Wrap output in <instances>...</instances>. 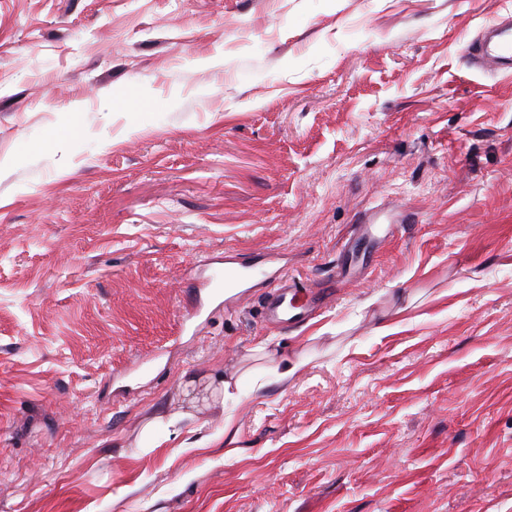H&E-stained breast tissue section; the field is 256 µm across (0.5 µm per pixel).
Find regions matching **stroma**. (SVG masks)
<instances>
[{
	"instance_id": "stroma-1",
	"label": "stroma",
	"mask_w": 512,
	"mask_h": 512,
	"mask_svg": "<svg viewBox=\"0 0 512 512\" xmlns=\"http://www.w3.org/2000/svg\"><path fill=\"white\" fill-rule=\"evenodd\" d=\"M502 6L0 0V512H512ZM468 55L495 73H512V13L496 10L483 33L469 43ZM254 267L255 265L228 261L224 268H215L202 282L201 288H210V296L220 294L224 288V295L227 296L225 303H228L234 298V293L241 292L242 288H252L251 284L259 275ZM269 287L275 289L272 293L273 300L265 313L268 322L280 325L294 324L302 316L315 310L323 301V295L312 294L309 289H299L293 278L274 279ZM300 292H303L304 300L299 304L297 295Z\"/></svg>"
}]
</instances>
